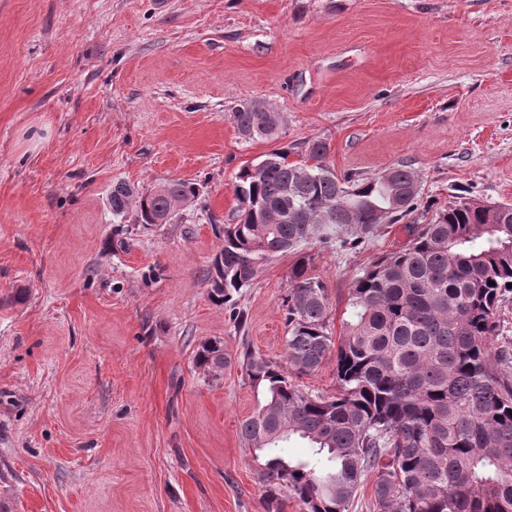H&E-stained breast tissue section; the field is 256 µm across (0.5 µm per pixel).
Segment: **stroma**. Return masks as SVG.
Segmentation results:
<instances>
[{
	"label": "stroma",
	"mask_w": 512,
	"mask_h": 512,
	"mask_svg": "<svg viewBox=\"0 0 512 512\" xmlns=\"http://www.w3.org/2000/svg\"><path fill=\"white\" fill-rule=\"evenodd\" d=\"M284 116L245 141L233 114ZM327 144L337 176L405 163L421 204L512 203V0H0V501L11 512H267L239 424L244 349L285 365L288 272L234 297L206 275L234 177ZM198 197L173 224L116 217L123 181ZM315 245L339 334L350 285L403 248ZM216 339L226 363L196 365Z\"/></svg>",
	"instance_id": "obj_1"
}]
</instances>
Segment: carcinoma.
<instances>
[{"label":"carcinoma","instance_id":"cac0c4a2","mask_svg":"<svg viewBox=\"0 0 512 512\" xmlns=\"http://www.w3.org/2000/svg\"><path fill=\"white\" fill-rule=\"evenodd\" d=\"M245 140H275L279 112L256 101L233 112ZM309 143L313 164L272 150L240 168L235 222L207 273L211 298L226 306L278 255L298 259L288 275V368L247 349L242 367L264 400L239 426L263 458L267 512L283 499L301 512H349L363 478L376 472L380 512H512V340L496 345L497 312L512 294V204L452 196L424 224H407L402 249L379 256L353 279L348 319L333 337L324 284L308 272L309 243L356 249L378 228L419 209V176L393 165L367 177L338 178ZM199 195L170 180L143 195L112 187V215L136 208L140 224H170ZM288 213V222L273 217ZM335 357L333 395L305 392L289 374L312 375ZM196 364L224 368V344H200ZM300 439L307 461L274 452Z\"/></svg>","mask_w":512,"mask_h":512}]
</instances>
